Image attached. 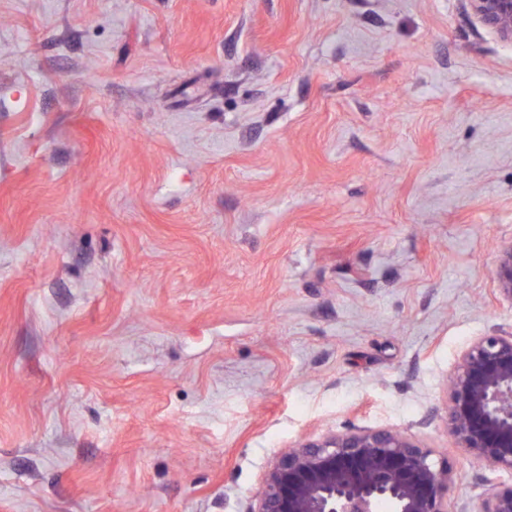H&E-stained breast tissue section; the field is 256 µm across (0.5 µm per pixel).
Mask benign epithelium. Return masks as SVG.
<instances>
[{
	"label": "benign epithelium",
	"mask_w": 512,
	"mask_h": 512,
	"mask_svg": "<svg viewBox=\"0 0 512 512\" xmlns=\"http://www.w3.org/2000/svg\"><path fill=\"white\" fill-rule=\"evenodd\" d=\"M473 16L512 46V0H467ZM499 292L512 301V246L499 258ZM448 434L493 470L512 473V331L496 327L458 353L447 379ZM458 474L390 427L331 433L281 450L247 512H456ZM471 512H512V484Z\"/></svg>",
	"instance_id": "obj_1"
}]
</instances>
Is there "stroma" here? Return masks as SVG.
<instances>
[{
  "mask_svg": "<svg viewBox=\"0 0 512 512\" xmlns=\"http://www.w3.org/2000/svg\"><path fill=\"white\" fill-rule=\"evenodd\" d=\"M512 47L466 0H0V512H247L445 423L512 327ZM495 276L500 294L512 300V246L501 253Z\"/></svg>",
  "mask_w": 512,
  "mask_h": 512,
  "instance_id": "stroma-1",
  "label": "stroma"
}]
</instances>
